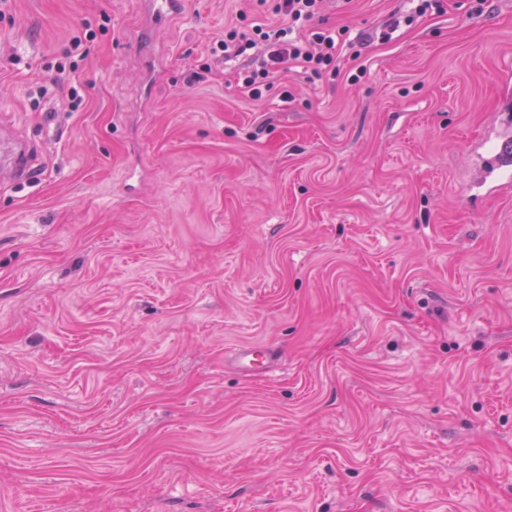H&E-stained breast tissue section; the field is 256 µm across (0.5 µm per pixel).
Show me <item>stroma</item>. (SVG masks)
<instances>
[{"instance_id": "obj_1", "label": "stroma", "mask_w": 512, "mask_h": 512, "mask_svg": "<svg viewBox=\"0 0 512 512\" xmlns=\"http://www.w3.org/2000/svg\"><path fill=\"white\" fill-rule=\"evenodd\" d=\"M411 7L255 102L256 0H0V512H512V0ZM185 0H154L155 19L159 24H165L169 20L181 16L186 10ZM511 134L498 133L497 142L479 166L478 186L508 187L512 183ZM227 357L242 370L269 372L274 367L276 354L271 345L251 344L232 349Z\"/></svg>"}]
</instances>
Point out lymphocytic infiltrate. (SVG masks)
I'll use <instances>...</instances> for the list:
<instances>
[{
	"mask_svg": "<svg viewBox=\"0 0 512 512\" xmlns=\"http://www.w3.org/2000/svg\"><path fill=\"white\" fill-rule=\"evenodd\" d=\"M324 0H271V10L279 25L256 24L250 30L225 28L215 37L210 51L224 60L258 50L263 59L258 68L244 72L242 84L252 100H260L270 86L272 74L303 67L310 78L322 77L337 63L346 45V27L327 28L321 12Z\"/></svg>",
	"mask_w": 512,
	"mask_h": 512,
	"instance_id": "f902f5d3",
	"label": "lymphocytic infiltrate"
}]
</instances>
